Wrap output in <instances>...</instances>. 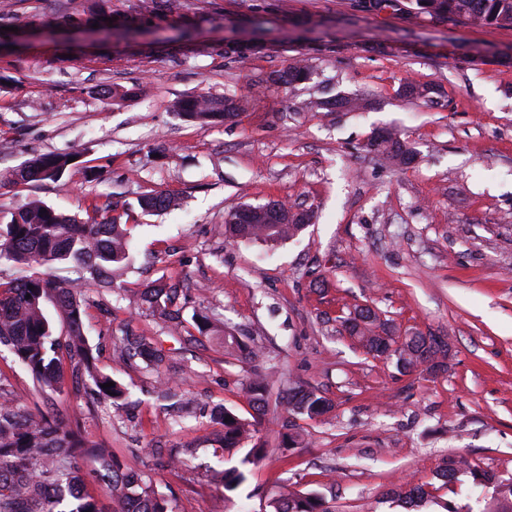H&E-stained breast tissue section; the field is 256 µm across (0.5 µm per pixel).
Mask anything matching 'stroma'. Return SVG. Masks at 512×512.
<instances>
[{
  "instance_id": "stroma-1",
  "label": "stroma",
  "mask_w": 512,
  "mask_h": 512,
  "mask_svg": "<svg viewBox=\"0 0 512 512\" xmlns=\"http://www.w3.org/2000/svg\"><path fill=\"white\" fill-rule=\"evenodd\" d=\"M63 0H0V171L32 153L79 155L59 182L5 189L0 210L41 201L87 221L92 204L128 207L137 267L124 299L86 291L85 333L96 370L127 389L126 409L97 399L88 376L63 393L41 390L0 347V386L29 411L57 415L115 471L139 472L172 512H266L279 493L313 492L328 512H400L390 493L430 480L463 457L512 480V27L434 24L355 0H181L179 12L144 15L138 0H107L130 35L59 36ZM312 67L288 87L269 77L295 61ZM438 86L437 104H411L404 82ZM132 90L103 100L101 86ZM248 93L234 121L202 127L172 110L207 93ZM358 95L360 112H294L292 96ZM399 132L413 162L395 167L370 151ZM164 191L180 211L147 213L140 195ZM281 200L307 211L295 239L226 238L241 205ZM187 278L184 318L205 311L259 350V363L225 354L211 337L170 335L139 296L160 277ZM369 306L399 334L449 339L440 373H404L368 354L338 318ZM165 354L158 373L115 349L122 330ZM273 377L259 427L265 458L225 493L215 469L244 449L216 452L220 407L248 418L252 368ZM334 406L328 420L289 415L296 388ZM302 431L281 445L284 423ZM192 449L185 465L170 455ZM497 512L493 489L467 475L436 491L423 512Z\"/></svg>"
}]
</instances>
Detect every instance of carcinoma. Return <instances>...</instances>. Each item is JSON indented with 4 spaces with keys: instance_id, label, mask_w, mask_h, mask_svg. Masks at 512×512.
I'll use <instances>...</instances> for the list:
<instances>
[{
    "instance_id": "carcinoma-1",
    "label": "carcinoma",
    "mask_w": 512,
    "mask_h": 512,
    "mask_svg": "<svg viewBox=\"0 0 512 512\" xmlns=\"http://www.w3.org/2000/svg\"><path fill=\"white\" fill-rule=\"evenodd\" d=\"M178 6L177 0H139L142 13H155L160 8ZM421 15L426 19L443 17L450 25L512 27V0H422ZM310 65L301 59L273 79L276 84H293L305 80ZM436 91L427 85L406 83L402 97L433 103ZM247 97L198 95L177 100L174 111L186 120L201 126L223 122L226 112H241ZM367 107L357 96L334 99H303L292 103L296 112H354ZM372 150L391 164L401 166L412 153L398 133L383 130L370 142ZM76 153L34 154L19 165L0 172V187L28 185L36 182H57L75 166L69 158ZM175 203L166 192L148 193L138 198L139 207L148 212H165ZM101 219L80 222L44 202H33L11 213L8 222H0V263L16 268L40 266L50 273L32 274L21 279H0V346L9 349L44 389L62 392L63 360L83 358L88 351L84 332V292L92 286L103 294L120 290L118 279L128 267L133 254L132 240L123 214L106 199L94 205ZM306 227L300 218L286 224H256L245 216L240 222L224 220V232L232 238L260 239L278 242L297 237ZM186 285L181 279H160L144 289L143 299L161 319L169 332L200 335L218 331L216 320L207 314L192 316L193 329H188L180 316ZM54 311L65 330L56 332L49 311ZM349 335L358 338L368 353L376 357L396 359L397 369L416 370L436 355L448 358V343L439 336L425 337L414 333L396 344L390 336L389 322L369 307L356 310L354 316L342 320ZM227 354L243 353L255 358L239 337L223 336ZM121 354L129 361L137 359L160 367L165 355L153 348L146 338L125 332ZM83 367L95 385V391L121 409L126 389L112 376ZM113 383L105 389L103 384ZM270 382L262 372L254 373L245 383L253 420L247 421L228 408L213 413V421L221 426L218 445L230 450L252 443L241 464H250L260 457L264 444L257 437V425L265 415ZM288 408L297 415L322 418L331 409V402L313 389H297L288 395ZM92 454L104 473L100 479L111 488V503L104 509L86 491L83 457ZM109 452L100 447H87L72 431L52 416L33 415L24 411L14 395L0 388V512H170L165 495L148 485L141 475L112 472ZM467 473L477 486H491L496 494L512 498V483L496 480V475L463 458H446L433 472V479L446 487ZM216 481L224 490L233 491L245 480V472L237 467L214 471ZM432 482L403 483L392 498L408 507H420L431 498ZM272 512H327L322 498L314 493L288 492L271 500Z\"/></svg>"
}]
</instances>
